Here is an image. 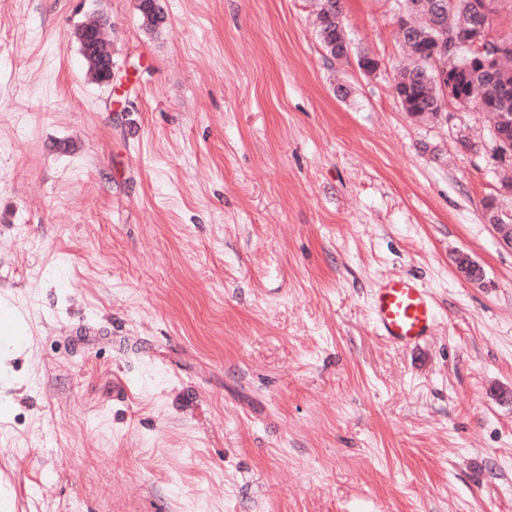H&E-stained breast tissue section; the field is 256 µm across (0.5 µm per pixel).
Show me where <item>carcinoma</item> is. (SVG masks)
Returning a JSON list of instances; mask_svg holds the SVG:
<instances>
[{
  "label": "carcinoma",
  "instance_id": "cac0c4a2",
  "mask_svg": "<svg viewBox=\"0 0 512 512\" xmlns=\"http://www.w3.org/2000/svg\"><path fill=\"white\" fill-rule=\"evenodd\" d=\"M150 0H139L138 10L142 25L151 31L159 28L164 16L160 9L149 6ZM398 10L413 15V26L402 30L401 43L410 63L399 71L394 90L403 109L418 120H426L439 111L445 101L475 105L488 114L490 126L501 127V119L512 122V30L499 31L494 18L503 0H395ZM339 0H321L317 12L319 38L326 52L334 58L346 55L339 43L342 36ZM104 23H94L92 32H76L79 44L85 48L83 58L88 67H99L101 72L112 62V57L101 59L93 35ZM475 32V40L493 38L501 48V55L491 65L470 47L454 54L434 55L435 46L446 45L458 34ZM451 85L446 93L444 84Z\"/></svg>",
  "mask_w": 512,
  "mask_h": 512
}]
</instances>
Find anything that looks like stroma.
Listing matches in <instances>:
<instances>
[{"mask_svg": "<svg viewBox=\"0 0 512 512\" xmlns=\"http://www.w3.org/2000/svg\"><path fill=\"white\" fill-rule=\"evenodd\" d=\"M315 3L0 0V512H512L486 118L402 109L395 0H341L338 59ZM400 275L408 349L370 313ZM106 22V19L101 23L95 22L92 25V34L82 30H77L76 32V38L79 45H83L85 48V53L82 56L85 59L88 68L90 69L92 67H100L102 72V79L105 78L106 68H108V65L112 62V52L110 51L108 57L102 60L97 54L93 36L96 33L99 34V31L106 24ZM372 317L378 336L405 347L417 346L430 336L437 322L432 299L425 288L406 276L378 282L372 295Z\"/></svg>", "mask_w": 512, "mask_h": 512, "instance_id": "35a3bbf8", "label": "stroma"}]
</instances>
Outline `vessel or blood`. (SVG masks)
I'll return each mask as SVG.
<instances>
[{"instance_id":"vessel-or-blood-1","label":"vessel or blood","mask_w":512,"mask_h":512,"mask_svg":"<svg viewBox=\"0 0 512 512\" xmlns=\"http://www.w3.org/2000/svg\"><path fill=\"white\" fill-rule=\"evenodd\" d=\"M372 317L378 336L405 347L419 345L431 335L437 322L426 289L406 276L378 282L372 295Z\"/></svg>"}]
</instances>
